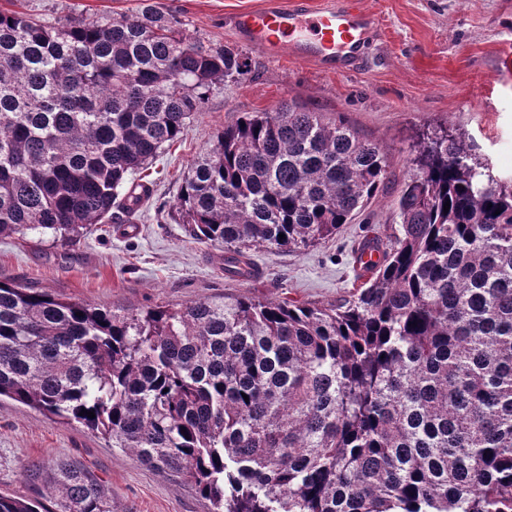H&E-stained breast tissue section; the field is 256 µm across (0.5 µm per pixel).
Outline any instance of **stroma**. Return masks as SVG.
I'll return each mask as SVG.
<instances>
[{"label":"stroma","instance_id":"1","mask_svg":"<svg viewBox=\"0 0 512 512\" xmlns=\"http://www.w3.org/2000/svg\"><path fill=\"white\" fill-rule=\"evenodd\" d=\"M150 2L176 17L184 35L203 48L238 50L248 74L214 85L204 112L188 122L181 138L132 176L133 184L151 190L139 210H113L110 220L67 243L35 232L0 237V281L71 302L138 310L241 294L325 305L358 287L354 260L362 238L397 233L398 199L417 172L414 157L423 137L444 129L462 135L491 174L512 178V0H360L376 20V33L366 60L349 74L328 73L286 54L271 59L242 40L228 16L263 0ZM140 3L0 0V9L57 22L74 15L131 16ZM290 100L326 119L343 118L362 138L382 144L388 178L333 238L305 250H253L258 276L227 277L223 251L194 239L176 209L183 179L195 160L212 152L224 126L242 113L270 111ZM129 221L138 224V233L118 235L119 223ZM60 458L99 480L114 512H212L187 486L102 436L0 400V492L47 499V477L26 480L21 466Z\"/></svg>","mask_w":512,"mask_h":512}]
</instances>
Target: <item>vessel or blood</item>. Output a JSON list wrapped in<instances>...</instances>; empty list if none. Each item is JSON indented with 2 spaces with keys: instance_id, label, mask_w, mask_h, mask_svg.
Wrapping results in <instances>:
<instances>
[{
  "instance_id": "obj_1",
  "label": "vessel or blood",
  "mask_w": 512,
  "mask_h": 512,
  "mask_svg": "<svg viewBox=\"0 0 512 512\" xmlns=\"http://www.w3.org/2000/svg\"><path fill=\"white\" fill-rule=\"evenodd\" d=\"M230 22L242 39L269 56L310 59L337 74L363 64L376 28L358 0H337L320 9L309 0H291L287 6L265 0L261 8L241 11Z\"/></svg>"
}]
</instances>
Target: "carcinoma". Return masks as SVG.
Returning a JSON list of instances; mask_svg holds the SVG:
<instances>
[{
    "label": "carcinoma",
    "mask_w": 512,
    "mask_h": 512,
    "mask_svg": "<svg viewBox=\"0 0 512 512\" xmlns=\"http://www.w3.org/2000/svg\"><path fill=\"white\" fill-rule=\"evenodd\" d=\"M248 71L151 5L57 25L1 10L0 236L103 223L212 85ZM414 162L372 279L326 306L123 311L0 281V397L107 437L214 512H512V180L446 134ZM387 176L380 144L288 103L224 127L177 207L242 277L255 249L336 234ZM0 512L112 501L57 461L49 503L1 493Z\"/></svg>",
    "instance_id": "1"
}]
</instances>
